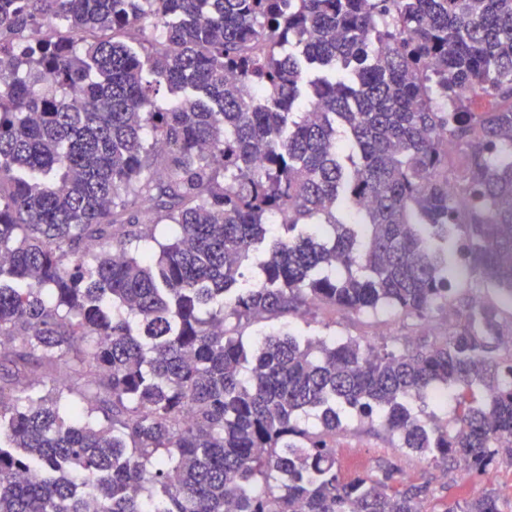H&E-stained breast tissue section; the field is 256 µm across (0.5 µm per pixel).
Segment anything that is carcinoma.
<instances>
[{
    "instance_id": "cac0c4a2",
    "label": "carcinoma",
    "mask_w": 512,
    "mask_h": 512,
    "mask_svg": "<svg viewBox=\"0 0 512 512\" xmlns=\"http://www.w3.org/2000/svg\"><path fill=\"white\" fill-rule=\"evenodd\" d=\"M455 234L501 303L456 308ZM310 306L459 322L242 333ZM0 367V512H421L341 480L339 407L512 463V0H0Z\"/></svg>"
}]
</instances>
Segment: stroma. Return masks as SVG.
I'll use <instances>...</instances> for the list:
<instances>
[{"instance_id":"1","label":"stroma","mask_w":512,"mask_h":512,"mask_svg":"<svg viewBox=\"0 0 512 512\" xmlns=\"http://www.w3.org/2000/svg\"><path fill=\"white\" fill-rule=\"evenodd\" d=\"M446 313H438L429 324L403 319L390 311L376 313H348L329 307L313 309L301 318L284 317L254 324L246 328V335L261 331L289 328L299 336L351 337L361 343L388 345L398 348L409 338H431L447 332ZM336 457L343 479L377 473L380 464H396L397 478L402 484H428L421 497L424 512H446L449 504L475 495L485 488L494 489L502 512H512V464L500 462L488 468L485 475L473 477L461 469L444 473L441 466L428 463L408 450L394 447L387 433L379 425L355 423L354 427L336 438Z\"/></svg>"}]
</instances>
